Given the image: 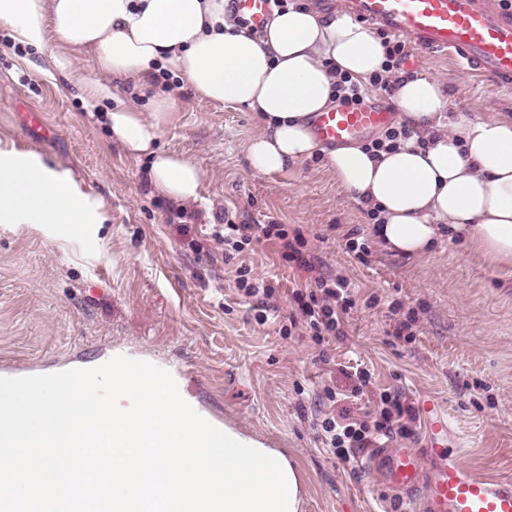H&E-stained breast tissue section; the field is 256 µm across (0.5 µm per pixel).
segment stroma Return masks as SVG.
Masks as SVG:
<instances>
[{
  "label": "stroma",
  "instance_id": "1",
  "mask_svg": "<svg viewBox=\"0 0 512 512\" xmlns=\"http://www.w3.org/2000/svg\"><path fill=\"white\" fill-rule=\"evenodd\" d=\"M4 41L0 35V141L68 172L101 221L79 236L57 224L0 223V361L49 374L97 366L119 351L182 374L203 410L288 453L303 479L301 512H404L406 502L423 503L431 464L401 501L364 455L345 462L321 442L324 418L361 414L383 390L443 407L464 463L512 477V278L459 238L441 239L418 260L381 247L363 205L322 157L254 174L246 158L254 114L194 98L179 79L156 75L134 102L148 113L156 98L171 101L156 147L191 157L203 174L198 200L162 195L149 157L113 142L107 103L85 107L76 90L29 67L37 52L5 50ZM403 70L441 81L459 108L512 115V90L447 52L410 50ZM228 217L302 230L317 273L347 279L377 304H357L343 336L321 346L303 327L282 332L293 271L269 242L225 251L213 227ZM352 233L367 244V260L347 249ZM243 262L275 289L267 323L236 288ZM410 315L408 342L395 329ZM339 363L370 369L362 396L351 397ZM329 386L343 400L329 402Z\"/></svg>",
  "mask_w": 512,
  "mask_h": 512
}]
</instances>
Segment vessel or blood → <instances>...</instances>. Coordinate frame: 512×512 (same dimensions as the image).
<instances>
[{
    "label": "vessel or blood",
    "mask_w": 512,
    "mask_h": 512,
    "mask_svg": "<svg viewBox=\"0 0 512 512\" xmlns=\"http://www.w3.org/2000/svg\"><path fill=\"white\" fill-rule=\"evenodd\" d=\"M344 8L416 49L453 52L471 69L512 88V11L501 8L499 0H344ZM271 9V0H234L236 15L254 28L266 24ZM393 120L389 109L366 102L316 113L311 126L321 144L336 147L367 139ZM373 457L383 462L392 488L417 486L421 452L381 448ZM423 512H512V479L476 474L463 464L460 449H449Z\"/></svg>",
    "instance_id": "obj_1"
}]
</instances>
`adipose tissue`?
<instances>
[{
    "label": "adipose tissue",
    "mask_w": 512,
    "mask_h": 512,
    "mask_svg": "<svg viewBox=\"0 0 512 512\" xmlns=\"http://www.w3.org/2000/svg\"><path fill=\"white\" fill-rule=\"evenodd\" d=\"M0 30L11 46L45 54L46 76L84 103L110 100L113 140L150 157L166 196L197 200L203 174L192 159L156 148L169 100L157 99L148 116L124 88L164 70L196 98L254 113L261 130L246 147L253 172L325 154L345 193L377 209L372 231L384 248L420 258L446 232L512 273V117L455 108L443 84L417 77L395 94L398 121L411 131L396 148L327 152L312 134L310 118L328 110L337 73L364 81L381 69L380 42L348 15L328 20L291 4L254 33L227 0H0ZM97 221L68 172L0 149L1 224H62L77 233Z\"/></svg>",
    "instance_id": "obj_1"
}]
</instances>
